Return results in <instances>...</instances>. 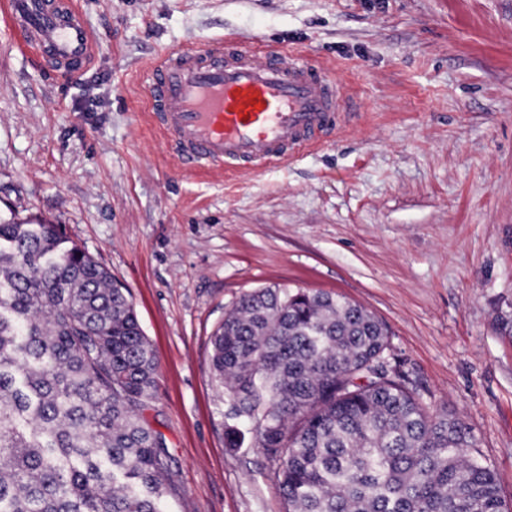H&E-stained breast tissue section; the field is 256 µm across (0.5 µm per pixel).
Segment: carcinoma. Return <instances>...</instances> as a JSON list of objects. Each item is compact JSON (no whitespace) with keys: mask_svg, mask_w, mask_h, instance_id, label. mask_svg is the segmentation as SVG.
Returning <instances> with one entry per match:
<instances>
[{"mask_svg":"<svg viewBox=\"0 0 512 512\" xmlns=\"http://www.w3.org/2000/svg\"><path fill=\"white\" fill-rule=\"evenodd\" d=\"M211 345L226 447L255 439L285 512H512L471 428L387 374L363 307L263 288ZM157 365L104 267L56 224L0 218V512H166L177 470L140 415Z\"/></svg>","mask_w":512,"mask_h":512,"instance_id":"cac0c4a2","label":"carcinoma"}]
</instances>
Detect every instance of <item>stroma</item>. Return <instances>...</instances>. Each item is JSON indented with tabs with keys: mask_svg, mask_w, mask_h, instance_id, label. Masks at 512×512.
I'll use <instances>...</instances> for the list:
<instances>
[{
	"mask_svg": "<svg viewBox=\"0 0 512 512\" xmlns=\"http://www.w3.org/2000/svg\"><path fill=\"white\" fill-rule=\"evenodd\" d=\"M91 66L49 78L0 21V216L40 218L127 289L158 357L143 410L178 471L168 512H283L231 449L211 336L245 293L330 292L471 427L512 502V0H80ZM232 34L347 78L337 135L260 173L186 166L151 124L160 54Z\"/></svg>",
	"mask_w": 512,
	"mask_h": 512,
	"instance_id": "stroma-1",
	"label": "stroma"
}]
</instances>
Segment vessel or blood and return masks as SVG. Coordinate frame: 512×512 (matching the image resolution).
Segmentation results:
<instances>
[{"label":"vessel or blood","instance_id":"obj_1","mask_svg":"<svg viewBox=\"0 0 512 512\" xmlns=\"http://www.w3.org/2000/svg\"><path fill=\"white\" fill-rule=\"evenodd\" d=\"M0 19L48 74L90 66L94 39L76 0H0ZM149 95L159 130L201 169L291 160L337 132L347 107L338 74L291 51L242 49L228 35L158 57Z\"/></svg>","mask_w":512,"mask_h":512}]
</instances>
